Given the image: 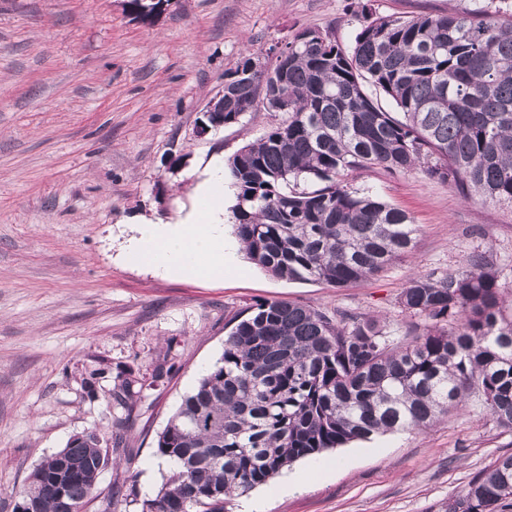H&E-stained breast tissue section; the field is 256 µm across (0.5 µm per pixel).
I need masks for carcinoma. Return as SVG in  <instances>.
<instances>
[{
    "label": "carcinoma",
    "mask_w": 512,
    "mask_h": 512,
    "mask_svg": "<svg viewBox=\"0 0 512 512\" xmlns=\"http://www.w3.org/2000/svg\"><path fill=\"white\" fill-rule=\"evenodd\" d=\"M481 6L415 17L363 15L349 46L304 28L285 48L246 52L224 73V124L282 112L229 161L236 234L273 276L345 286L374 276L414 247L405 211L352 189L343 176L380 165L421 171L482 201L512 204V14ZM394 102L396 111L382 99ZM313 184L298 191L299 180ZM399 306L424 320L403 341L373 316L259 301L224 341L221 362L182 400L155 441L175 469L142 512H225L234 495L297 459L401 427L427 428L472 397L512 430V314L486 257L439 278L413 277ZM139 392L115 385L124 444ZM112 462L94 431L38 464L16 491L62 478L83 512ZM512 506V455L470 481L449 512ZM52 491L33 512H62Z\"/></svg>",
    "instance_id": "obj_1"
}]
</instances>
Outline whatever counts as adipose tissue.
Masks as SVG:
<instances>
[{"label": "adipose tissue", "mask_w": 512, "mask_h": 512, "mask_svg": "<svg viewBox=\"0 0 512 512\" xmlns=\"http://www.w3.org/2000/svg\"><path fill=\"white\" fill-rule=\"evenodd\" d=\"M224 157L212 156L193 188V203L174 217L137 222L125 254L169 277L219 278L234 263L237 242L225 229Z\"/></svg>", "instance_id": "ef3b65f1"}]
</instances>
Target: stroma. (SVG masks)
<instances>
[{
  "instance_id": "1",
  "label": "stroma",
  "mask_w": 512,
  "mask_h": 512,
  "mask_svg": "<svg viewBox=\"0 0 512 512\" xmlns=\"http://www.w3.org/2000/svg\"><path fill=\"white\" fill-rule=\"evenodd\" d=\"M168 0L148 19L127 0H0V512L75 434L111 440L119 376L141 392L125 451L100 475L124 484L112 512H141L173 468L155 440L224 353L235 316L285 301L412 322L398 297L416 275L457 271L485 253L512 307V205L483 204L423 172L374 166L353 189L406 211L413 251L344 287L274 277L239 254L220 279L172 278L128 261L129 224L189 203L211 155L232 158L281 120L251 112L197 137L207 102L244 50L266 52L303 28L348 45L363 13H467L479 0ZM166 375H158V368ZM97 376V396L84 382ZM345 464L293 492L256 488L262 512H448L472 478L512 454L477 400L427 429L328 450Z\"/></svg>"
}]
</instances>
